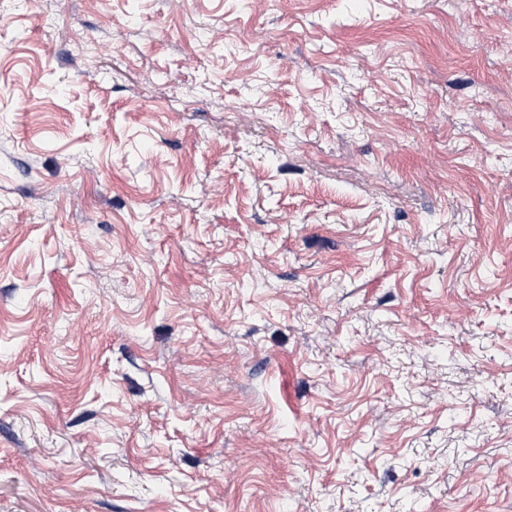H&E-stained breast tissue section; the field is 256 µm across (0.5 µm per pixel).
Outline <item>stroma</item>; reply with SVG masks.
<instances>
[{
  "instance_id": "obj_1",
  "label": "stroma",
  "mask_w": 512,
  "mask_h": 512,
  "mask_svg": "<svg viewBox=\"0 0 512 512\" xmlns=\"http://www.w3.org/2000/svg\"><path fill=\"white\" fill-rule=\"evenodd\" d=\"M0 512H512V0H0Z\"/></svg>"
}]
</instances>
